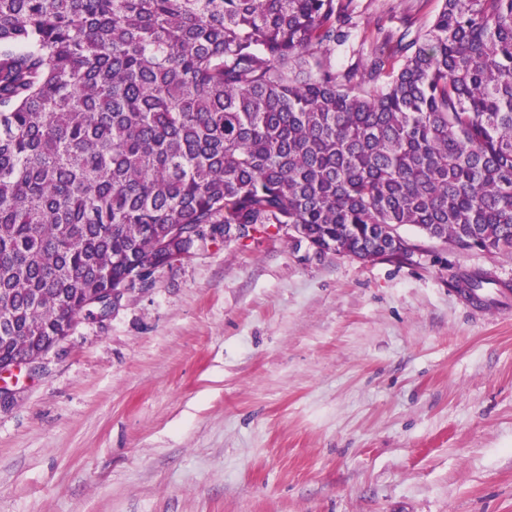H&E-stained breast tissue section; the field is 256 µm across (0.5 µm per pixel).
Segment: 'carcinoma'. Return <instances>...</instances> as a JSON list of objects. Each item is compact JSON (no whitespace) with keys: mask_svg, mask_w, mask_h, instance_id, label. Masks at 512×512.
<instances>
[{"mask_svg":"<svg viewBox=\"0 0 512 512\" xmlns=\"http://www.w3.org/2000/svg\"><path fill=\"white\" fill-rule=\"evenodd\" d=\"M352 3L0 0V349L146 284L176 224H300L369 261L404 225L512 253V0L364 33L360 81L328 55Z\"/></svg>","mask_w":512,"mask_h":512,"instance_id":"obj_1","label":"carcinoma"}]
</instances>
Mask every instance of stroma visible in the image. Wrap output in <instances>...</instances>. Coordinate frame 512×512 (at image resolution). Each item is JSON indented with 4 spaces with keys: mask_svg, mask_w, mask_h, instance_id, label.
I'll list each match as a JSON object with an SVG mask.
<instances>
[{
    "mask_svg": "<svg viewBox=\"0 0 512 512\" xmlns=\"http://www.w3.org/2000/svg\"><path fill=\"white\" fill-rule=\"evenodd\" d=\"M442 0H354L427 30ZM210 242L0 401V512H512V255ZM453 286L467 292L468 295L463 292L459 293L470 303L476 305L480 304L470 298H479L478 293L483 292L484 288H502V284L493 279L490 273L483 270H475L457 275Z\"/></svg>",
    "mask_w": 512,
    "mask_h": 512,
    "instance_id": "stroma-1",
    "label": "stroma"
}]
</instances>
